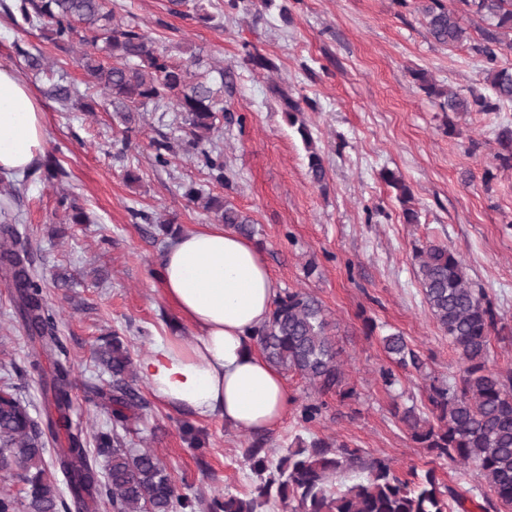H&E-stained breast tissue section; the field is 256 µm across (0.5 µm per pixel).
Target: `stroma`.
Listing matches in <instances>:
<instances>
[{
  "label": "stroma",
  "instance_id": "stroma-1",
  "mask_svg": "<svg viewBox=\"0 0 512 512\" xmlns=\"http://www.w3.org/2000/svg\"><path fill=\"white\" fill-rule=\"evenodd\" d=\"M416 6L417 0H273L268 6L241 0L233 10L211 0L212 19L201 23L173 13L171 0H112L116 22H136L158 47H187L230 73L223 127L214 139L224 162L220 184L185 151L179 113L146 112L139 132L127 137L99 89L91 91L94 112L63 110L47 97V78L28 71L17 50L41 49L58 73L82 87L89 78L78 51L58 49L20 13L0 9V66L24 73L45 112L46 152L67 172L59 182L44 180L36 168L12 177V210L57 317L76 381L71 419L86 435L109 424L107 411L94 407L86 392L87 385L112 382L91 357L99 338L118 332L138 362L156 337L175 333L188 343L195 336L158 281L169 243L160 221L185 232L210 222L185 198L191 185L248 213L252 241L281 288L322 302L355 395L322 396L286 374L287 416L256 433L226 426L220 417L199 420L169 409L139 377L134 386L147 408L131 426L132 441L144 442L180 484L207 498L250 494L258 479L246 450L258 441L274 460L300 441L344 442L389 457L403 473L433 464L444 482L482 485L474 469L433 461L416 447L397 413L412 407L428 416L432 378L459 373L420 291L415 245L441 243L463 260L505 335L492 340L488 366L512 367V167L501 165L497 140L503 127H512V103L497 112L449 111L448 93L489 91L486 63L472 49L484 23L463 15L469 41L444 46L428 34ZM255 51L273 69L253 66ZM418 71L435 93L421 88ZM288 98L299 104L312 145L289 124ZM161 139L174 152L166 168L153 163L152 143ZM312 148L326 171L320 183L309 173ZM386 169L410 187L418 223H404L395 191L381 178ZM130 170L136 182L126 181ZM63 194L78 199L90 223H67L57 204ZM136 211L144 219H133ZM13 293L0 279V378L19 384L38 406L41 385L27 371L30 347L12 317ZM393 332L405 336L424 367L396 369L388 387L380 377L391 366L382 338ZM317 402L320 415L303 422L304 407Z\"/></svg>",
  "mask_w": 512,
  "mask_h": 512
}]
</instances>
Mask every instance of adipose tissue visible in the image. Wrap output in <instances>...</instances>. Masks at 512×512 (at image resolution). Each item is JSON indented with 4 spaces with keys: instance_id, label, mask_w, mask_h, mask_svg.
I'll use <instances>...</instances> for the list:
<instances>
[{
    "instance_id": "adipose-tissue-1",
    "label": "adipose tissue",
    "mask_w": 512,
    "mask_h": 512,
    "mask_svg": "<svg viewBox=\"0 0 512 512\" xmlns=\"http://www.w3.org/2000/svg\"><path fill=\"white\" fill-rule=\"evenodd\" d=\"M44 114L16 69L0 67V174L20 176L44 154ZM160 285L196 335L157 338L139 374L166 406L198 419L223 418L252 431L287 414L285 379L256 346L279 284L247 238L210 224L172 240L160 261Z\"/></svg>"
}]
</instances>
